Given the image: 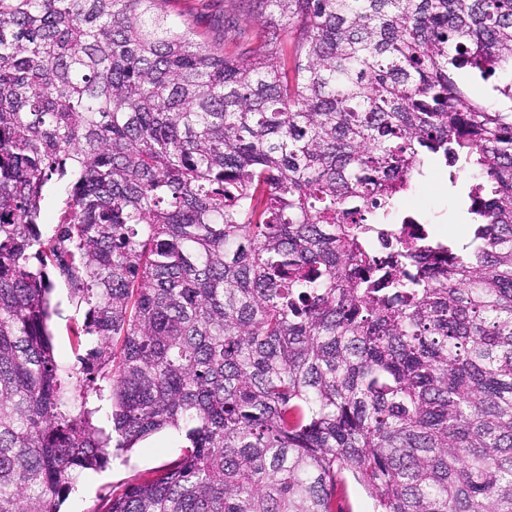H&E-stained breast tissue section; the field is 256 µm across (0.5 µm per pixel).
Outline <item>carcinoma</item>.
<instances>
[{
	"label": "carcinoma",
	"mask_w": 512,
	"mask_h": 512,
	"mask_svg": "<svg viewBox=\"0 0 512 512\" xmlns=\"http://www.w3.org/2000/svg\"><path fill=\"white\" fill-rule=\"evenodd\" d=\"M238 2L0 0V512L167 428L95 512H512V0ZM433 159L470 240L374 252ZM229 0H211L202 5L199 0H166L165 10L177 19L187 22L199 35L210 44L224 42V27L222 28V17L224 10L229 9L237 14V25L242 28H254V21L240 12L231 11L232 6ZM52 302L57 305L58 314L53 316L52 333L55 353L59 361L72 365L75 357L71 349L68 329L76 319H83L86 308L78 312L69 301V290L65 284L59 282L52 293ZM346 499L349 503L347 512H373V501L366 490L352 477L347 481Z\"/></svg>",
	"instance_id": "1"
}]
</instances>
